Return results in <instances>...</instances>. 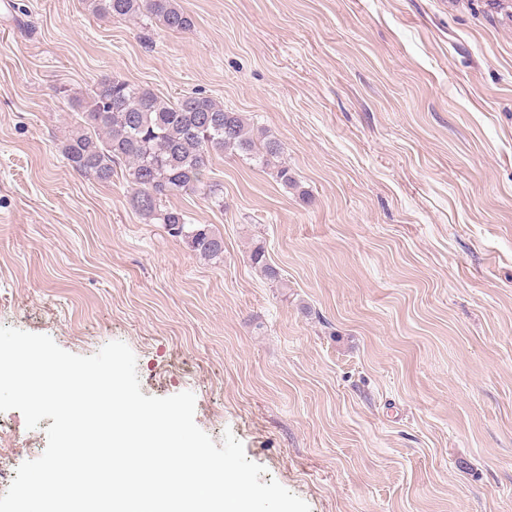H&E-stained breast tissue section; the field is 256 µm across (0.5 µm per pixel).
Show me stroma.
<instances>
[{"mask_svg":"<svg viewBox=\"0 0 512 512\" xmlns=\"http://www.w3.org/2000/svg\"><path fill=\"white\" fill-rule=\"evenodd\" d=\"M0 10V325L125 342L310 512H512V16L494 0H180L186 33L85 0ZM118 76L280 140L297 182L214 156L203 260L62 143ZM262 245L278 281L249 259ZM50 419L25 426L38 458Z\"/></svg>","mask_w":512,"mask_h":512,"instance_id":"obj_1","label":"stroma"}]
</instances>
